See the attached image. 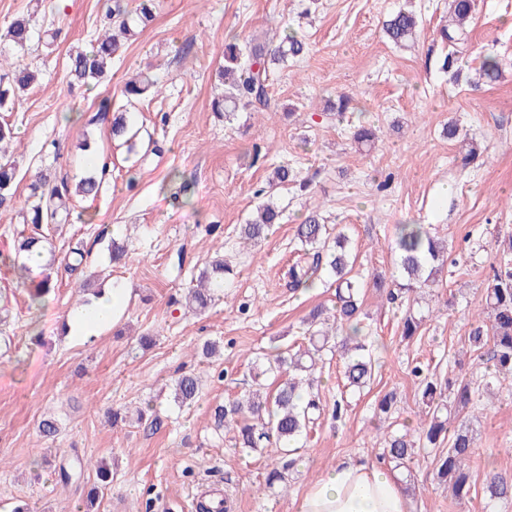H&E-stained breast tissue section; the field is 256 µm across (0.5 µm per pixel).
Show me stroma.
<instances>
[{
	"label": "stroma",
	"instance_id": "35a3bbf8",
	"mask_svg": "<svg viewBox=\"0 0 512 512\" xmlns=\"http://www.w3.org/2000/svg\"><path fill=\"white\" fill-rule=\"evenodd\" d=\"M403 0H155V19L131 37L112 61V76L95 87L71 89L66 74L71 47L88 45L100 29L101 0H0V28L35 14V29L60 30L53 54L32 41L27 62L44 77L0 122L17 133L18 197L40 168L72 176L89 162L77 145L90 136L111 173L96 199L72 201L80 221L51 227L56 285L40 310L29 307V286L13 266L14 241L24 229L17 212L0 214V301L11 318L0 340V512H79L97 485L94 470L62 485L55 471L64 455L104 461L112 489L94 512H195L201 491L218 488L231 512H293L306 487L348 457L378 459L377 403L395 396L391 430L413 428L425 406L414 366L438 377L479 371L467 338L484 305L496 239L512 232V0H479L458 49L469 68L497 55L502 76L481 91L453 84L440 71L438 28L446 0H415L422 16L411 48L389 43L382 23ZM306 35L307 55L273 68L269 93L278 109L237 112L233 121L213 112L221 87L217 70L232 38L265 42L273 28ZM150 70L160 93L141 100L128 116L142 137L134 151L115 146L98 106L125 101V82ZM342 94L353 98L346 122L326 111ZM487 146V155L462 164L457 143L442 135L448 121ZM373 124L381 137L357 147L350 127ZM294 167L309 191H279L281 224L259 245L240 244L242 224L266 201L274 169ZM134 188H127V180ZM189 185L181 193V185ZM330 215L351 239L361 273L363 310L382 366L367 387L342 389L343 362L326 359L314 374L324 407L307 439L287 491L271 489L265 452L236 448L233 432L216 433L214 410L252 387L256 356L277 347H306L310 312L334 304L325 283L289 286L288 269L300 256L295 230L303 214ZM425 224L448 244L442 285L420 335H401L398 301L376 288L396 266L397 225ZM128 248L112 264L100 233ZM231 259L232 274L213 308L199 315L183 301L192 277L216 249ZM183 251L182 270L170 264ZM81 265H74L75 256ZM120 283L129 295L111 330L90 342L62 335L67 313L92 288ZM219 350L205 357V342ZM195 370L203 385L192 406L177 408L172 385L181 370ZM342 416L332 411L339 397ZM152 404L162 425H140L136 410ZM121 411L123 421L110 414ZM53 416L55 443L36 433ZM474 487L456 503L440 485L433 449L421 448L396 474L404 479L412 512H512V503L486 509L488 475L512 476V385H503L486 410L470 418Z\"/></svg>",
	"mask_w": 512,
	"mask_h": 512
}]
</instances>
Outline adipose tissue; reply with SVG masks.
<instances>
[{
  "label": "adipose tissue",
  "mask_w": 512,
  "mask_h": 512,
  "mask_svg": "<svg viewBox=\"0 0 512 512\" xmlns=\"http://www.w3.org/2000/svg\"><path fill=\"white\" fill-rule=\"evenodd\" d=\"M121 289H113L91 305L74 310L67 324L71 335L99 336L118 315ZM294 512H410L404 483L384 466L349 457L295 499Z\"/></svg>",
  "instance_id": "1"
}]
</instances>
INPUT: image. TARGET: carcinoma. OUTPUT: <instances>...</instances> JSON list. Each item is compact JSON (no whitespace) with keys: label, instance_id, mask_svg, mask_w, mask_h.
<instances>
[{"label":"carcinoma","instance_id":"1","mask_svg":"<svg viewBox=\"0 0 512 512\" xmlns=\"http://www.w3.org/2000/svg\"><path fill=\"white\" fill-rule=\"evenodd\" d=\"M151 0H135L129 4L124 0H112L107 7L102 32L90 41L86 49H77L68 55L67 76L72 85H87L104 79L112 65V58L119 51V38L135 35L145 29L154 16ZM476 11V0H448V24L440 29V37L446 43L466 37L467 25ZM419 19L415 12L404 8L396 11L384 22L386 39L394 45H406L418 34ZM33 35L32 18L22 17L11 21L0 31V39L13 45L16 57L8 66L0 64V112L14 110L22 95L37 84L41 72L23 61V56ZM308 51L307 41L295 31L285 35L275 45L228 43L224 48V66L219 68V77L224 84V95L213 102L217 112L231 119L235 112L246 109L267 110L271 98L267 81L271 66L288 65V60L303 56ZM440 69L459 77L462 63L456 53L446 54L439 61ZM502 75L498 59L484 56L475 70L471 87L495 83ZM158 93L156 80L148 73L140 74L127 82L124 94L129 99H139ZM15 139L14 127L0 123V212L13 209L17 202L18 172L16 165L6 158L9 145ZM102 179L94 173L80 177H57L52 173L38 171L29 185L23 222L33 225L31 233L19 236L16 256L34 250H45L49 240L43 225L64 224L72 221L69 200L77 194L84 198L95 197ZM279 213L265 205L257 218L242 225L241 238L246 243L264 239L270 227L277 223ZM296 239L301 246L315 250L316 264L303 267L295 264L289 269V277L297 289H309L320 280L319 272L327 270L335 277L336 310L333 317L323 316V311L312 314L308 320V344L304 349L292 352L277 349L263 354L260 372L254 375L256 389L248 392L229 408L219 407L214 412L217 426H235L239 447L250 450L270 448L278 456L280 464L267 474V486L272 489L288 488L289 472L296 460L290 457L289 444H296L308 436L310 424L320 415L322 405L313 392L312 383L302 386V380L293 377L283 382L276 393L265 392L259 398L261 377L277 378L293 370L297 373L312 372L322 356L338 352L344 360L346 385L362 389L374 376L378 362L372 357L366 337L362 334L361 318L364 313L358 299L360 283L349 276L352 270V254L347 250L349 237L344 231L330 237L329 227L324 224L319 211H310L296 227ZM396 248L401 281L392 284L402 292L434 288L439 283V271L444 265L436 240L423 224H400L397 226ZM491 274L485 295V309L489 323L473 328L468 342L476 351L490 347L487 365L471 375H462L444 384L420 366L412 369L419 378L421 396L427 407L423 418L417 423L414 433H384L383 455L399 465L409 459L418 447L436 448L433 463L437 478L448 484L453 498L458 502L470 500L472 484L468 462L473 448V437L466 423L452 426V417L471 408L482 406L484 396L512 380V235L508 236L507 248L495 257L490 265ZM228 272L224 259L215 258L198 275L196 286L190 289L186 304L199 312L213 305L220 288L224 287V274ZM30 307H38L43 299L55 289L51 275L40 273V279H30ZM423 317L408 312L403 318L402 336L410 339L421 329ZM453 391L447 399L444 389ZM199 393V378L193 373L179 376L174 383L173 402L182 407L195 400ZM85 462L59 467V482L71 483L82 474ZM488 503L512 501V478L497 476L483 487Z\"/></svg>","mask_w":512,"mask_h":512}]
</instances>
